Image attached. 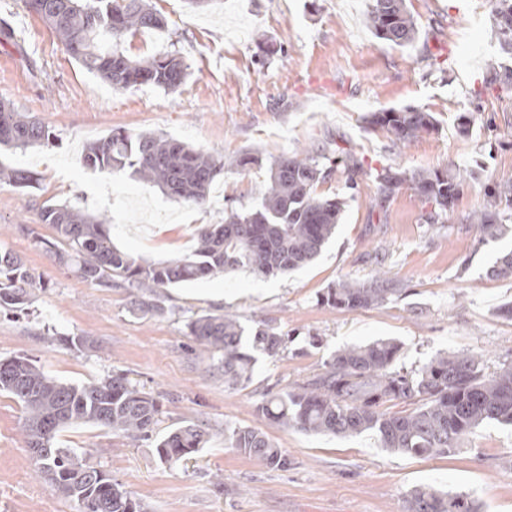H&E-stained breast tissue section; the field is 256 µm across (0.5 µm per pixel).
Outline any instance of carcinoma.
Here are the masks:
<instances>
[{"label": "carcinoma", "mask_w": 512, "mask_h": 512, "mask_svg": "<svg viewBox=\"0 0 512 512\" xmlns=\"http://www.w3.org/2000/svg\"><path fill=\"white\" fill-rule=\"evenodd\" d=\"M492 36L512 60V0H492ZM26 10L49 28L64 51L87 72L116 89L153 86L175 91L187 72L174 54L133 60L118 49V41L144 29L166 26L160 12L146 0H24ZM366 25L376 38L407 47L418 38L417 24L406 0H373ZM486 91H512V65L492 67L483 79ZM368 128H382L396 146H405L436 130L437 119L415 107L384 109L363 117ZM49 131L35 118L0 102V151L25 150L49 143ZM86 166L109 174L130 172L158 187L168 197L201 205L223 159L176 139L147 132L116 130L90 144ZM345 164L349 180L363 172L352 151L324 145L305 148L272 161L254 210L228 211L222 224L198 233L194 251L165 264H151L112 246L104 216L92 217L73 208L45 203L39 220L55 229L54 240L39 243L56 264L102 288L123 287L135 296L134 310H163L160 291L206 276L246 270L273 276L310 264L321 253L342 220L343 202L316 193L333 170ZM478 172L451 166L444 171L407 174L384 168L374 176L377 193L389 198L407 185L431 206L425 220L437 223L455 205L461 188ZM0 181L32 187L36 177L0 160ZM512 219V184L487 195L484 204L466 218L483 241L496 237ZM492 278H512V251L489 270ZM44 287L23 259L0 251V312H22L34 291ZM397 289L378 273L365 283L342 280L328 288L323 302L336 309L376 308ZM188 335L211 350L210 369L235 388L252 379L258 357H274L287 343L269 328L247 329L233 314H201L190 318ZM401 344L391 339L353 345L323 363L320 372L288 390L266 395L257 409L272 422L311 434L353 436L375 433L383 448L409 455H447L464 447L475 428L490 423L512 424V361L487 374L482 359L472 353H440L417 371L394 368ZM0 392L25 411V431L38 474L78 512H140L131 494L102 470L82 463L73 448L56 446L59 432L77 423L94 424L114 433L154 440L160 462L175 463L207 444L205 433L188 422L155 436L160 407L149 393L122 374L86 384L60 381L26 357L0 362ZM414 405L404 415L379 410L388 401ZM230 445L272 469H285L288 459L265 434L250 428L229 430ZM407 512H481L464 493L442 492L429 486L413 490Z\"/></svg>", "instance_id": "obj_1"}]
</instances>
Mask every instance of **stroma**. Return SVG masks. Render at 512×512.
<instances>
[{
	"label": "stroma",
	"mask_w": 512,
	"mask_h": 512,
	"mask_svg": "<svg viewBox=\"0 0 512 512\" xmlns=\"http://www.w3.org/2000/svg\"><path fill=\"white\" fill-rule=\"evenodd\" d=\"M151 4L165 29L140 31L120 48L133 59L176 52L188 77L174 92L113 90L77 65L22 0H0V21L17 32L15 41L0 40V101L51 133L49 144L0 154L39 179L26 194L0 183V251L19 255L46 283L29 310L0 313V359L29 358L73 384L126 374L158 400L159 434L188 421L209 433L200 453L172 466L150 443L91 424L65 428L60 447L107 472L143 512H406L410 492L422 485L469 493L483 512H512L511 425L481 426L459 452L419 457L382 448L370 431L306 434L257 411L266 394L306 380L331 353L377 339L401 343L396 365L407 371L442 352L481 354L489 374L512 360V320L499 313L512 302V278L487 275L512 251V220L484 242L465 221L512 183V93L481 85L505 60L488 0H407L419 27L407 48L374 37L365 23L370 0H211L195 10L186 0ZM405 106L433 112L437 130L399 148L387 131L362 122L365 113ZM462 112L474 117L466 136L456 126ZM116 128L223 157L206 204L176 202L129 174L84 166L85 146ZM327 142L351 149L365 175L349 189L340 166L318 186L345 208L333 238L302 269L218 273L167 288L164 313L144 315L128 289L83 281L38 244L55 236L38 216L50 201L108 215L113 244L147 262L183 257L201 228L257 204L266 162ZM255 152L263 167L236 166ZM451 165H479L486 176L464 185L438 223H425L431 206L409 187L376 200L373 172ZM380 265L396 289L383 306L347 311L322 303L327 288L370 281ZM202 313L234 314L290 341L278 356L259 359L248 384L228 388L187 334L189 318ZM74 336L84 345L70 346ZM24 419L21 405L0 393V512H77L37 473ZM230 427L264 432L287 454V468L239 454Z\"/></svg>",
	"instance_id": "stroma-1"
}]
</instances>
